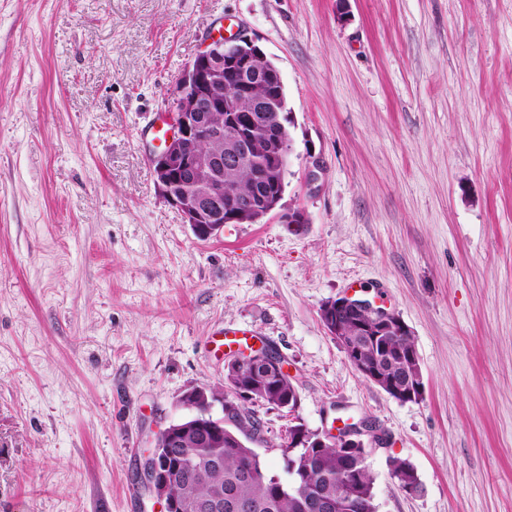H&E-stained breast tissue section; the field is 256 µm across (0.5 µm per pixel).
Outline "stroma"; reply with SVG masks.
<instances>
[{"mask_svg": "<svg viewBox=\"0 0 512 512\" xmlns=\"http://www.w3.org/2000/svg\"><path fill=\"white\" fill-rule=\"evenodd\" d=\"M218 30L278 67L294 151L278 212L203 240L146 132ZM350 289L408 326L420 399L325 330ZM227 328L298 387L258 410L266 471L293 419L363 418L377 512H512V0H0V512H154L140 462Z\"/></svg>", "mask_w": 512, "mask_h": 512, "instance_id": "1", "label": "stroma"}]
</instances>
